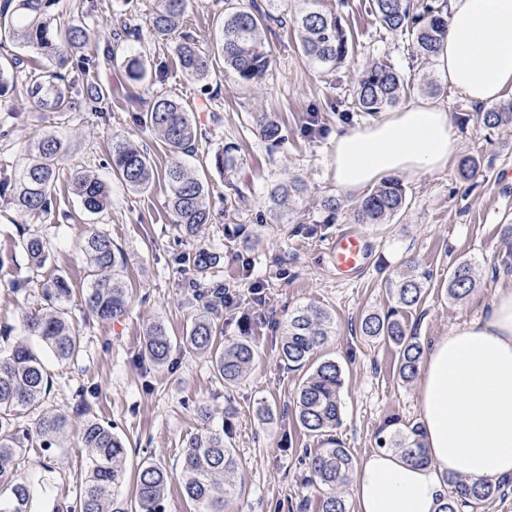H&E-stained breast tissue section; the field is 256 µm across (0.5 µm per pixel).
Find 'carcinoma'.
<instances>
[{
  "mask_svg": "<svg viewBox=\"0 0 512 512\" xmlns=\"http://www.w3.org/2000/svg\"><path fill=\"white\" fill-rule=\"evenodd\" d=\"M283 0L259 3L249 0L241 6L228 0L224 20L219 29L216 47L202 52L185 36L176 47L179 67L185 74L205 79L219 68L239 81L251 83L263 78L270 58L266 49V33L277 27L297 30L302 53L309 65L323 75L338 72L350 55L352 34L341 17L332 12L309 7L288 15ZM58 0H3L0 4V41L12 40L51 62L52 70L32 72L27 87L35 105L43 111L77 112L81 109L102 111L107 91L93 80H86L82 89L73 90L65 82V70L74 53L89 38L84 22L70 18L56 30L50 26V10ZM190 0H159L147 22L154 33L170 35L183 20ZM367 12L373 14L389 33L406 39L413 57L422 64L437 55L448 32V0H365ZM23 59L15 55L9 65L0 64V90L8 78L16 74ZM411 84L395 67L384 60L369 62L353 91L352 101L342 109L375 115L396 106ZM484 124L490 128L512 125V102L499 104L482 112ZM137 121L157 135L176 157L195 150L198 129L182 102L172 95L158 96ZM261 138L274 145L285 140L282 126L269 116L259 120ZM68 145L54 132L34 146L22 171L14 179L0 180V194L9 193L11 203L21 213L48 214L54 207V184L58 162L66 155ZM112 173L134 190L151 184L154 169L143 149L127 140L112 141ZM239 164L238 146L226 142L212 159L221 174L233 172ZM168 183V208L176 226L186 238L197 236L211 223L208 184L181 162L174 161L165 170ZM75 194L86 211L97 214L108 205L109 193L98 179L78 174L73 181ZM305 192L304 183L292 178L271 189L270 206L287 208ZM406 205V191L397 179L384 181L371 189L354 208L357 224H387ZM21 247L31 264L43 266L50 258L46 239L30 233L21 240ZM87 275L82 288L85 306L95 318L108 322L123 315L128 307V290L122 279V258L110 236L92 231L84 241ZM220 256L202 245L188 257L196 276L205 277L216 267ZM479 281L476 262L464 258L448 271V300H466ZM426 273L414 265L399 275L392 289L395 306L383 313H369L360 323L363 335L392 344L398 353V375L409 382L418 373L423 345L402 322V314L421 304L426 288ZM51 306L22 313L23 338L6 349L0 348V485L11 486L12 497L0 499V512H32L31 494L26 482L16 478L13 459L18 447L15 420L23 411L37 406L50 387L51 375L38 349L29 342L34 338L40 347L63 363L76 358L81 351V332L66 307L73 289L63 277L43 284ZM201 309L187 326L179 346L208 355L213 371L224 386L243 380L254 365L256 350L250 337L224 342V327L216 323L212 313L225 306L224 288L214 291L196 289ZM330 313L314 305L297 307L274 325L279 331L281 360L290 370L303 371L295 403V417L310 437L323 447L305 452L308 480L329 489L322 499L320 512H348L342 488L354 471L355 460L349 449L335 438L333 432L342 417L341 391L344 372L339 362L324 358L319 352L332 334ZM174 342L165 325L154 321L145 329L140 358L163 366L170 361ZM68 420L63 415L45 414L27 430L50 449L57 444ZM395 425L391 420L377 434V444L397 453L410 464L428 462L421 427L407 426L386 432ZM87 461V474L77 497L75 512H163V498L168 482L166 470L154 463L141 464L136 476L134 506L118 498L115 489L124 479L127 449L124 440L109 423L96 420L83 422L80 431ZM237 461L234 449L224 441V431L209 428L192 437L185 446L182 460L184 494L195 504L196 512H224L226 495L233 485ZM451 487L440 512H461L475 501L490 499L501 490V484L470 482L460 476L448 478Z\"/></svg>",
  "mask_w": 512,
  "mask_h": 512,
  "instance_id": "obj_1",
  "label": "carcinoma"
}]
</instances>
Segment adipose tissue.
Wrapping results in <instances>:
<instances>
[{"mask_svg": "<svg viewBox=\"0 0 512 512\" xmlns=\"http://www.w3.org/2000/svg\"><path fill=\"white\" fill-rule=\"evenodd\" d=\"M437 62L449 84L477 104L512 91V0H450ZM333 144V180L357 196L393 173L445 172L459 136L446 109L415 102L338 128ZM419 414L427 464L406 463L386 449L370 453L355 468V512H439L449 476H512V286L499 288L480 318L431 345Z\"/></svg>", "mask_w": 512, "mask_h": 512, "instance_id": "adipose-tissue-1", "label": "adipose tissue"}]
</instances>
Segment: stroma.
Here are the masks:
<instances>
[{
    "instance_id": "1",
    "label": "stroma",
    "mask_w": 512,
    "mask_h": 512,
    "mask_svg": "<svg viewBox=\"0 0 512 512\" xmlns=\"http://www.w3.org/2000/svg\"><path fill=\"white\" fill-rule=\"evenodd\" d=\"M155 3L90 2L84 22L92 36L80 56L94 63L96 81L110 91L103 112L37 110L22 74L0 92V177L15 174L47 132L62 133L69 146L58 164L51 213L22 215L7 196H0V346L20 338L21 311L44 307L42 283L58 274L83 283L81 245L90 229L109 234L120 250L129 289L126 315L109 323L86 315L79 294H72L67 306L80 324L82 351L66 363L46 357L53 384L36 410L20 419L25 428L39 415L63 414L70 426L58 446L47 452L38 442L22 441L14 472L29 485L34 512H57L75 500L85 477L83 422H108L127 445L120 497L132 498L133 475L150 461L169 475L165 512H195L181 489V455L206 424L196 413L205 406L213 413L208 424L224 429L237 459L226 512H319L327 489L305 482L302 464L305 450L317 448L318 442L300 428L294 413L301 377L281 361L279 338L267 322L307 304L332 314L334 333L323 353L344 369L343 415L336 436L354 459L376 450L375 433L386 417L417 423V382L402 381L396 348L363 336L359 325L366 314L392 306L389 283L412 260L430 279L421 306L407 312L405 322L427 346L470 322L497 288L512 284V248L501 236L502 225L512 224V126L486 127L478 106L448 84L437 66H419L407 42L381 29L362 0H318L321 8L340 13L355 37L354 51L339 72L319 74L303 56L297 36L279 30L268 36V71L251 84L220 71L205 80L184 74L175 52L178 35L156 36L147 24ZM223 14L224 0H191L182 30L202 50H212ZM126 25L137 28V35L114 46L113 30ZM132 58L143 62L144 81L129 79L127 62ZM377 59L391 61L417 84L431 75L436 91L415 92L411 101L445 108L459 132V157H476L480 168L470 181L462 180L454 163L439 175H400L406 206L390 223L358 225L350 211L355 197H345L346 208L336 219L322 202L338 193L328 168L336 128L370 120L363 113L343 118L336 102L351 98L364 65ZM160 94L179 98L200 132L186 162L207 178L213 222L191 240L176 229L167 207L164 170L171 154L135 121ZM264 113L283 122L287 139L281 146H270L259 136L256 123ZM116 135L152 157L155 177L148 189H129L113 177L110 150ZM227 142L238 145L241 158L234 193L212 165L214 154ZM77 172L107 184L111 204L104 212L84 211L71 189ZM290 178L305 183L304 195L291 209L271 208L269 190ZM26 229L50 241L51 257L44 267H33L20 246ZM342 229L356 230L369 242L367 266L351 281L337 277L326 251ZM247 236L257 238V245L243 248ZM202 244L217 252L220 262L199 286L220 283L233 296L232 305L216 316L225 339L246 334L257 349L253 369L231 387L215 378L201 354L175 350L160 368L139 357L150 322L163 321L176 339L196 314V288L189 286L183 258ZM470 257L480 267L481 283L465 302H449L448 269L457 259ZM267 407L273 410L269 420L261 417Z\"/></svg>"
}]
</instances>
